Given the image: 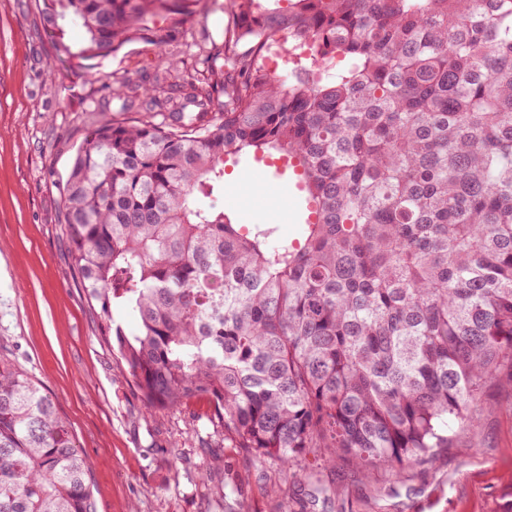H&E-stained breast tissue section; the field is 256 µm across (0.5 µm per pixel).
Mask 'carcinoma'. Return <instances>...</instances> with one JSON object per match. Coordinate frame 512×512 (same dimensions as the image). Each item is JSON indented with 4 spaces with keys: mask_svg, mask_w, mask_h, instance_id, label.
I'll return each mask as SVG.
<instances>
[{
    "mask_svg": "<svg viewBox=\"0 0 512 512\" xmlns=\"http://www.w3.org/2000/svg\"><path fill=\"white\" fill-rule=\"evenodd\" d=\"M278 2L229 0L217 41L192 28L201 0H42L65 71L177 55L149 85L112 75L125 119L89 98L64 233L148 409L204 400L288 471L343 457L396 480L512 387V0ZM249 152L289 159L301 241L216 205ZM0 512H96L69 423L2 351Z\"/></svg>",
    "mask_w": 512,
    "mask_h": 512,
    "instance_id": "1",
    "label": "carcinoma"
}]
</instances>
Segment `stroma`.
<instances>
[{"label": "stroma", "instance_id": "1", "mask_svg": "<svg viewBox=\"0 0 512 512\" xmlns=\"http://www.w3.org/2000/svg\"><path fill=\"white\" fill-rule=\"evenodd\" d=\"M38 21V0H0V345L69 422L90 463L96 512H496L511 499L512 388L501 385L487 390L478 425L454 433L430 462L395 482L340 460L325 494L314 462L296 477L223 434L199 440L206 402L146 408L72 267L62 188L85 134L79 99L116 73L152 77L166 55L130 45L90 72L52 79ZM216 203L240 223L278 225L280 240L302 234L292 182L252 156L226 165Z\"/></svg>", "mask_w": 512, "mask_h": 512}]
</instances>
